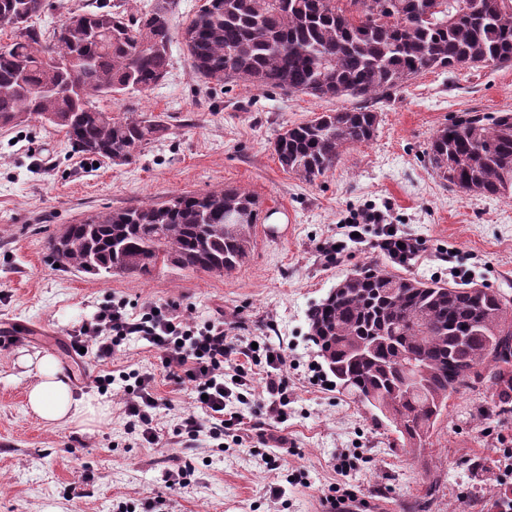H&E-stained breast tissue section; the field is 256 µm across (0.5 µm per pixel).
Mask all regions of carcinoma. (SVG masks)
<instances>
[{
  "mask_svg": "<svg viewBox=\"0 0 512 512\" xmlns=\"http://www.w3.org/2000/svg\"><path fill=\"white\" fill-rule=\"evenodd\" d=\"M43 0H0V127L41 119L77 154L128 164L160 139L158 116L116 118L90 97L145 92L166 80L175 0L140 14L99 3L68 13L48 35ZM194 72L318 98L351 97L350 109L290 126L273 143L282 169L312 182L341 151L369 143L374 100L430 68L512 65V0H203L182 29ZM63 62L51 66L46 58ZM427 162L452 189L512 200V112H466L432 137ZM253 213L252 224L225 214ZM262 209L250 193L220 188L162 203L100 211L50 238L63 269L146 276L160 266L228 274L246 261ZM342 291L309 307V333L336 378L421 453L448 400L475 379L491 382L512 414V300L477 285L422 281L362 269Z\"/></svg>",
  "mask_w": 512,
  "mask_h": 512,
  "instance_id": "1",
  "label": "carcinoma"
}]
</instances>
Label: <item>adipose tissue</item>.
Instances as JSON below:
<instances>
[{
	"label": "adipose tissue",
	"instance_id": "adipose-tissue-1",
	"mask_svg": "<svg viewBox=\"0 0 512 512\" xmlns=\"http://www.w3.org/2000/svg\"><path fill=\"white\" fill-rule=\"evenodd\" d=\"M23 362L33 369V382L28 390L27 401L39 419L51 425L84 426L94 422L100 415L99 407L90 401L75 398L68 379L53 356H27Z\"/></svg>",
	"mask_w": 512,
	"mask_h": 512
}]
</instances>
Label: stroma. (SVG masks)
Here are the masks:
<instances>
[{"mask_svg": "<svg viewBox=\"0 0 512 512\" xmlns=\"http://www.w3.org/2000/svg\"><path fill=\"white\" fill-rule=\"evenodd\" d=\"M173 67L154 89L95 104L115 116L153 113L167 126L163 139L132 163L70 152L64 135L37 121L0 128V328L32 333L0 347V512H114L140 504L160 488L165 469L191 466L188 486L167 491L163 512H322V496L345 482L374 512H490L512 484L499 480L500 451L512 448V416L494 408L490 383L460 389L421 456L395 446V432L376 424L360 403L329 386L308 336L307 309L345 276L367 266L449 283H477L512 298V201L450 189L425 161L434 134L462 113L512 111V66L430 69L376 105L372 141L344 149L335 168L314 182L286 173L272 150L284 127L350 98L320 99L242 83L205 84L180 42ZM236 187L260 201L277 224L256 226L246 262L229 274L161 267L151 275L93 276L56 268L47 241L65 225L95 213L162 202L180 192ZM419 236V260L400 266L362 246L341 262L329 250L342 224L369 209ZM453 251L445 262V251ZM136 311L173 304L185 317L217 316L236 336H265L288 354V406L271 422L259 399L245 406L241 444L217 455L175 427L195 413L190 388L170 381L158 353L131 340L114 357L115 371L154 373L162 411L161 444L125 435L118 399L98 395L88 378L93 356L69 354L81 320L117 299ZM50 354L76 397L107 407L108 417L78 428L51 426L29 409L31 375L20 356ZM288 440L278 469L265 456L268 435ZM352 463L350 478L337 466ZM482 460L486 470L469 469Z\"/></svg>", "mask_w": 512, "mask_h": 512, "instance_id": "35a3bbf8", "label": "stroma"}]
</instances>
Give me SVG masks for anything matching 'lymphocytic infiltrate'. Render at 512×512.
I'll list each match as a JSON object with an SVG mask.
<instances>
[{
    "mask_svg": "<svg viewBox=\"0 0 512 512\" xmlns=\"http://www.w3.org/2000/svg\"><path fill=\"white\" fill-rule=\"evenodd\" d=\"M365 224L378 225L373 247L387 260L405 266L420 258L421 239L385 223L383 213L363 212L356 221L346 225L345 231L357 232ZM134 337L146 340L159 352L170 380L190 385L198 412L183 419L181 430L191 440L219 441L237 436L240 431L244 420L241 407L248 404L249 398L241 392L240 382L226 377L224 369L229 364L240 375L245 371L246 362H267L262 385L266 411L272 420L284 419L288 404L285 349L263 340L255 344L233 337L220 318L193 322L170 304L148 305L132 313L125 300H114L99 308L74 331L71 349L75 352L83 348L90 350L96 361L104 365L112 360L124 342ZM94 384L99 393L120 401L126 434L143 443L158 444L161 401L153 374L135 370L116 373L104 367L95 376Z\"/></svg>",
    "mask_w": 512,
    "mask_h": 512,
    "instance_id": "1",
    "label": "lymphocytic infiltrate"
}]
</instances>
